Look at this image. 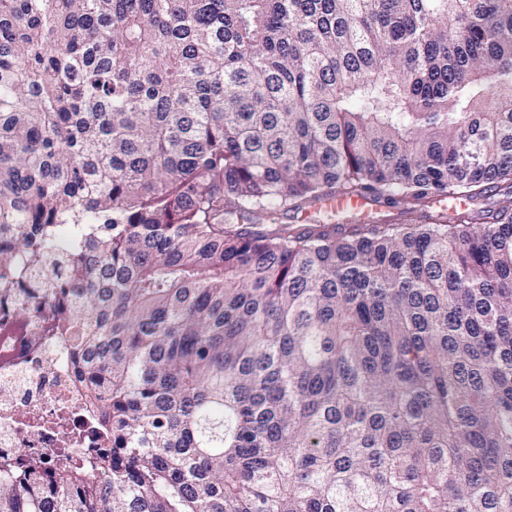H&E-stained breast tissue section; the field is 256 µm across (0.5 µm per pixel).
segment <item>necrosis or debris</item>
<instances>
[{
  "label": "necrosis or debris",
  "instance_id": "obj_1",
  "mask_svg": "<svg viewBox=\"0 0 512 512\" xmlns=\"http://www.w3.org/2000/svg\"><path fill=\"white\" fill-rule=\"evenodd\" d=\"M16 305L0 290V457L25 452L61 468L69 463L62 433L69 450L88 448L103 420L68 366L67 339L52 332L45 302L24 299L20 317Z\"/></svg>",
  "mask_w": 512,
  "mask_h": 512
}]
</instances>
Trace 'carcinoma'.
Returning <instances> with one entry per match:
<instances>
[{
    "mask_svg": "<svg viewBox=\"0 0 512 512\" xmlns=\"http://www.w3.org/2000/svg\"><path fill=\"white\" fill-rule=\"evenodd\" d=\"M30 270L111 447L0 512H512V0H0Z\"/></svg>",
    "mask_w": 512,
    "mask_h": 512,
    "instance_id": "1",
    "label": "carcinoma"
}]
</instances>
